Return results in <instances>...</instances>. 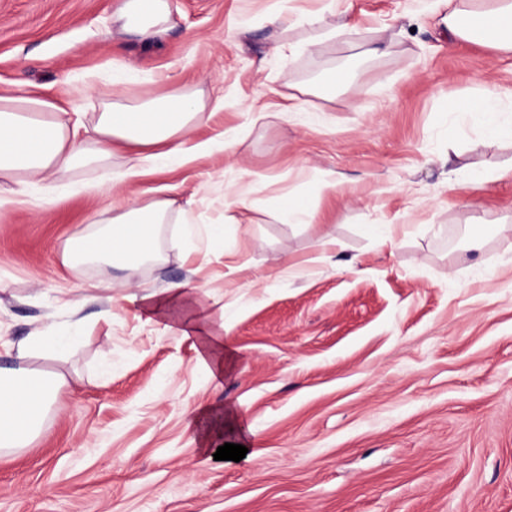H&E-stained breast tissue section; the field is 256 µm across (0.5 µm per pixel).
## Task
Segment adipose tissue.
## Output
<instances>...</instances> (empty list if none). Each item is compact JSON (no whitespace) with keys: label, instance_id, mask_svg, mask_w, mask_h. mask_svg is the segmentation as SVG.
Segmentation results:
<instances>
[{"label":"adipose tissue","instance_id":"1","mask_svg":"<svg viewBox=\"0 0 512 512\" xmlns=\"http://www.w3.org/2000/svg\"><path fill=\"white\" fill-rule=\"evenodd\" d=\"M432 17L448 33L449 42L477 41L512 54V0H433ZM170 21L168 0H125L115 15L117 31L153 45ZM272 25L311 31V38L288 40L274 46L278 56L315 52L325 42L350 41L356 26L348 20L330 21L325 13L271 17ZM224 105L205 97L203 90L177 88L154 97L129 94L126 79L112 77V94L93 110L59 107L19 89L0 95V180L16 186L20 199L41 192L54 198L64 174L87 165L104 166L116 146L133 148L126 168L110 171L109 191H119L146 171L182 163L190 158L185 137L206 114ZM447 108L459 123L477 126L490 145L512 143V88H485L477 94L449 99ZM169 203L155 200L119 208L111 224L89 239L72 240L64 263L102 260L133 283L140 264L156 250L158 225L167 223ZM140 318L177 329L200 342L198 360L211 380L224 375V318L210 311L203 293L180 284L133 293ZM69 337L46 325L20 344L14 366L0 368V451L25 447L38 433L57 395L66 384L63 375L31 367L35 357L60 360Z\"/></svg>","mask_w":512,"mask_h":512}]
</instances>
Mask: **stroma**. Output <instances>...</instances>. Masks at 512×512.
Segmentation results:
<instances>
[{"mask_svg":"<svg viewBox=\"0 0 512 512\" xmlns=\"http://www.w3.org/2000/svg\"><path fill=\"white\" fill-rule=\"evenodd\" d=\"M325 3L169 0L170 28L145 49L112 32L123 0H0L1 95L22 86L87 106V76L108 93L124 66L143 96L197 86L223 98L188 146L247 131L124 188L173 203L135 282L208 291L226 326L219 385L195 340L137 318L116 271L62 263L68 241L105 228L109 198L65 189L34 207L0 185V367L43 324L83 325L65 360L31 361L67 385L37 437L0 454V512H512V176L447 184L452 169L511 166L512 146L469 126L449 141L446 110L504 82L512 57L449 45L423 0H335L360 22L351 41L273 56L281 36L307 33L269 16ZM377 42L386 53L365 55ZM299 86L315 113L280 122ZM260 109L270 118L252 122ZM318 171L335 186L317 190ZM228 183L253 185L249 207ZM288 193L314 201L317 223L279 220ZM221 406L237 413L226 441H248L250 459L203 450L195 418Z\"/></svg>","mask_w":512,"mask_h":512,"instance_id":"stroma-1","label":"stroma"}]
</instances>
